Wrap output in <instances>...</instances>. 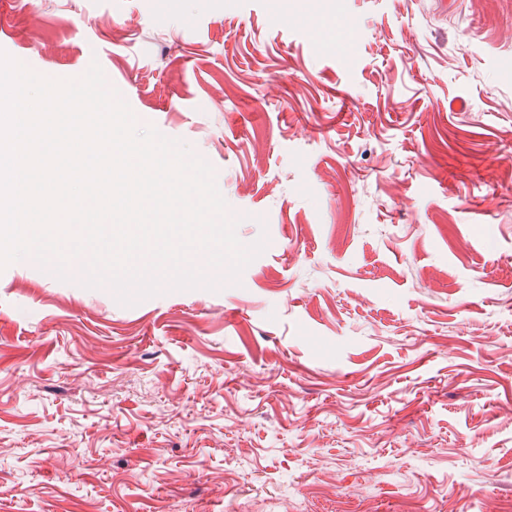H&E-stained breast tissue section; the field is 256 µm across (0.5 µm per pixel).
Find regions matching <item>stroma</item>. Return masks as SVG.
I'll use <instances>...</instances> for the list:
<instances>
[{
	"label": "stroma",
	"mask_w": 512,
	"mask_h": 512,
	"mask_svg": "<svg viewBox=\"0 0 512 512\" xmlns=\"http://www.w3.org/2000/svg\"><path fill=\"white\" fill-rule=\"evenodd\" d=\"M206 159L219 290L0 272V512H512V0H0Z\"/></svg>",
	"instance_id": "35a3bbf8"
}]
</instances>
